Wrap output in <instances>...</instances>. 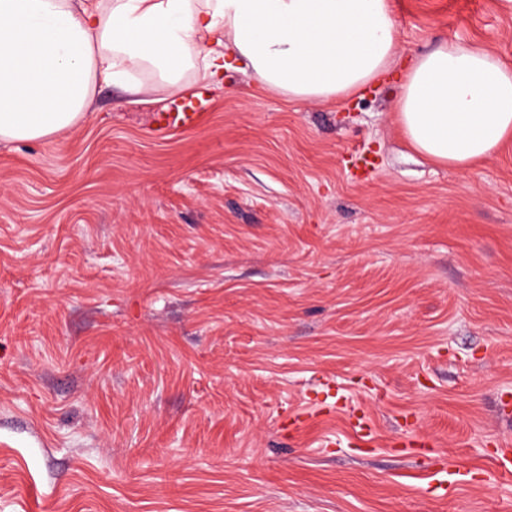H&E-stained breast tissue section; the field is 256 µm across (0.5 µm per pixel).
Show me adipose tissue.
Listing matches in <instances>:
<instances>
[{
    "instance_id": "adipose-tissue-1",
    "label": "adipose tissue",
    "mask_w": 512,
    "mask_h": 512,
    "mask_svg": "<svg viewBox=\"0 0 512 512\" xmlns=\"http://www.w3.org/2000/svg\"><path fill=\"white\" fill-rule=\"evenodd\" d=\"M402 52L389 0H0V140L74 127L99 84L172 94L189 70L320 102L396 75L410 145L459 170L512 138V67L456 41Z\"/></svg>"
}]
</instances>
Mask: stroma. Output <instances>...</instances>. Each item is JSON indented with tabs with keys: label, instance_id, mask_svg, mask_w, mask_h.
Here are the masks:
<instances>
[{
	"label": "stroma",
	"instance_id": "1",
	"mask_svg": "<svg viewBox=\"0 0 512 512\" xmlns=\"http://www.w3.org/2000/svg\"><path fill=\"white\" fill-rule=\"evenodd\" d=\"M390 2L512 65V0ZM255 85L0 141V512H512V141L461 172L395 81ZM213 96L208 87L196 86L186 94L174 99L170 112H162L152 130L157 139L167 138L177 131L193 130L201 127L208 116Z\"/></svg>",
	"mask_w": 512,
	"mask_h": 512
}]
</instances>
